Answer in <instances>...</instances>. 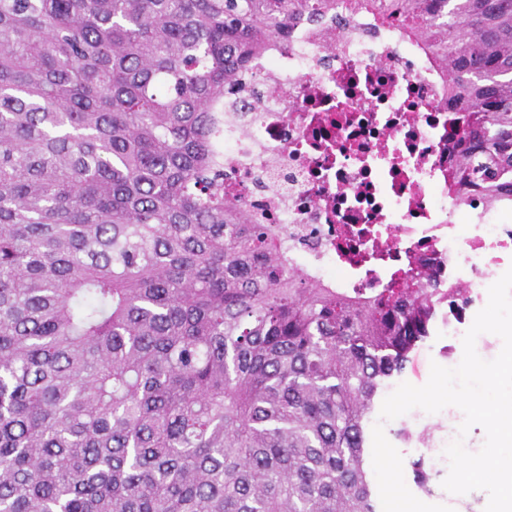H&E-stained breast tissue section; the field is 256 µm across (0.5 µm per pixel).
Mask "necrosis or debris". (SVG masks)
<instances>
[{
  "label": "necrosis or debris",
  "mask_w": 512,
  "mask_h": 512,
  "mask_svg": "<svg viewBox=\"0 0 512 512\" xmlns=\"http://www.w3.org/2000/svg\"><path fill=\"white\" fill-rule=\"evenodd\" d=\"M224 97V192L335 288H380L427 258L477 294L512 265V200L448 193L460 126L422 50L369 14L300 15Z\"/></svg>",
  "instance_id": "necrosis-or-debris-1"
}]
</instances>
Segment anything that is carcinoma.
I'll return each mask as SVG.
<instances>
[{"mask_svg": "<svg viewBox=\"0 0 512 512\" xmlns=\"http://www.w3.org/2000/svg\"><path fill=\"white\" fill-rule=\"evenodd\" d=\"M339 8L445 77L448 192L512 194V0H0V512H377L376 397L461 292L331 288L224 197L225 91Z\"/></svg>", "mask_w": 512, "mask_h": 512, "instance_id": "cac0c4a2", "label": "carcinoma"}]
</instances>
